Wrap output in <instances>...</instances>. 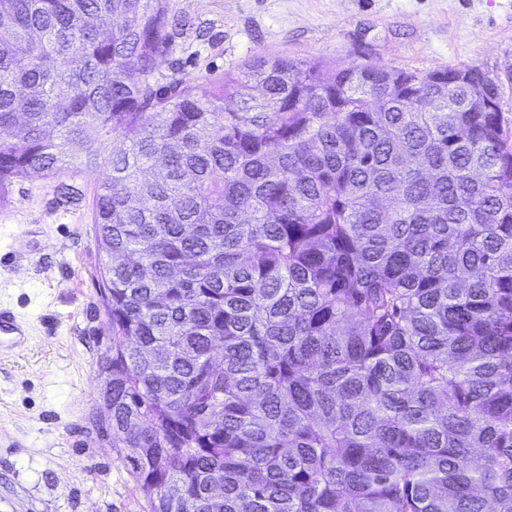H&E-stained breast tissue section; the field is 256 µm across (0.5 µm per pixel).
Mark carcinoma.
<instances>
[{
  "instance_id": "cac0c4a2",
  "label": "carcinoma",
  "mask_w": 512,
  "mask_h": 512,
  "mask_svg": "<svg viewBox=\"0 0 512 512\" xmlns=\"http://www.w3.org/2000/svg\"><path fill=\"white\" fill-rule=\"evenodd\" d=\"M169 14L0 0V190L76 144L107 168L103 401L151 512H512L499 85L276 56L158 86Z\"/></svg>"
}]
</instances>
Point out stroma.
Returning <instances> with one entry per match:
<instances>
[{
    "label": "stroma",
    "mask_w": 512,
    "mask_h": 512,
    "mask_svg": "<svg viewBox=\"0 0 512 512\" xmlns=\"http://www.w3.org/2000/svg\"><path fill=\"white\" fill-rule=\"evenodd\" d=\"M154 79L195 84L259 56L429 72L476 66L512 132V0H172ZM105 167L15 180L0 207V308L27 326L0 349V512H150L102 399L112 329L92 224ZM74 189L62 200L60 185Z\"/></svg>",
    "instance_id": "35a3bbf8"
}]
</instances>
